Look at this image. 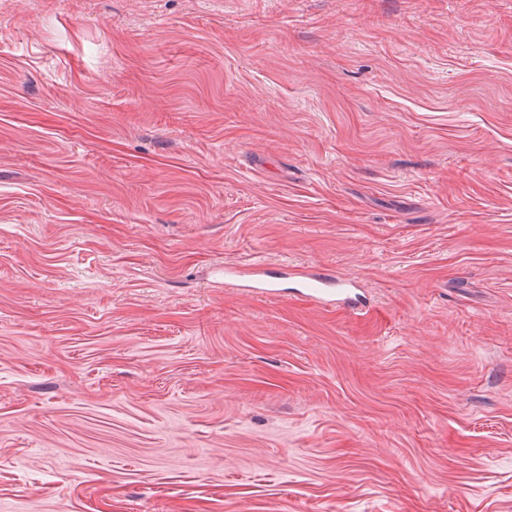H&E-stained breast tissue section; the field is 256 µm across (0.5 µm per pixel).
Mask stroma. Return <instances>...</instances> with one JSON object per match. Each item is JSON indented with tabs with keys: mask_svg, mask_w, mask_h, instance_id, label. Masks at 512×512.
<instances>
[{
	"mask_svg": "<svg viewBox=\"0 0 512 512\" xmlns=\"http://www.w3.org/2000/svg\"><path fill=\"white\" fill-rule=\"evenodd\" d=\"M0 512H512V0H0ZM302 295L320 305H334L351 311L365 307L362 296L355 288L354 280L339 277L327 270L301 272Z\"/></svg>",
	"mask_w": 512,
	"mask_h": 512,
	"instance_id": "obj_1",
	"label": "stroma"
}]
</instances>
